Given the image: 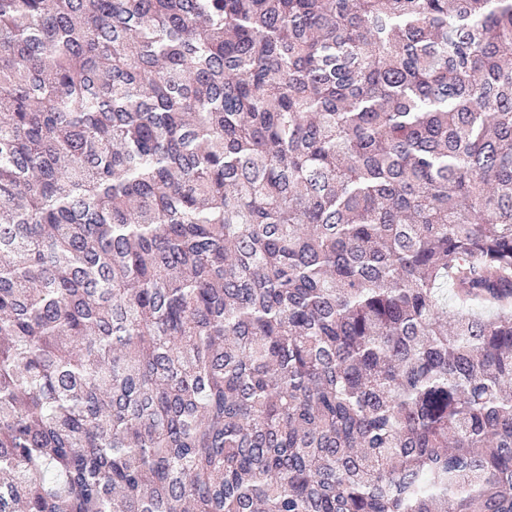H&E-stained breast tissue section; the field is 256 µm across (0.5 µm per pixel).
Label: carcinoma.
<instances>
[{
  "mask_svg": "<svg viewBox=\"0 0 512 512\" xmlns=\"http://www.w3.org/2000/svg\"><path fill=\"white\" fill-rule=\"evenodd\" d=\"M0 512H512V0H0Z\"/></svg>",
  "mask_w": 512,
  "mask_h": 512,
  "instance_id": "cac0c4a2",
  "label": "carcinoma"
}]
</instances>
